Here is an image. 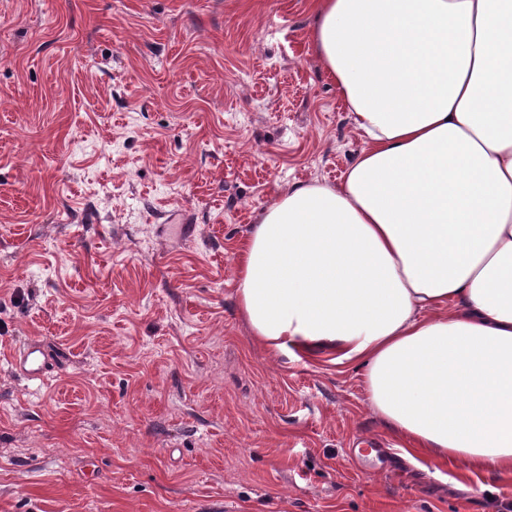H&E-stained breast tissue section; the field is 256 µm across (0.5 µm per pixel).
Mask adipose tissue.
<instances>
[{
	"instance_id": "obj_1",
	"label": "adipose tissue",
	"mask_w": 512,
	"mask_h": 512,
	"mask_svg": "<svg viewBox=\"0 0 512 512\" xmlns=\"http://www.w3.org/2000/svg\"><path fill=\"white\" fill-rule=\"evenodd\" d=\"M363 145L241 251L237 308L278 352L364 367L407 455L512 474V0H311Z\"/></svg>"
}]
</instances>
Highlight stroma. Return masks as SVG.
<instances>
[{
  "mask_svg": "<svg viewBox=\"0 0 512 512\" xmlns=\"http://www.w3.org/2000/svg\"><path fill=\"white\" fill-rule=\"evenodd\" d=\"M312 26L308 0H0V512L512 503V475L404 456L361 367L238 313L258 216L361 147Z\"/></svg>",
  "mask_w": 512,
  "mask_h": 512,
  "instance_id": "1",
  "label": "stroma"
}]
</instances>
